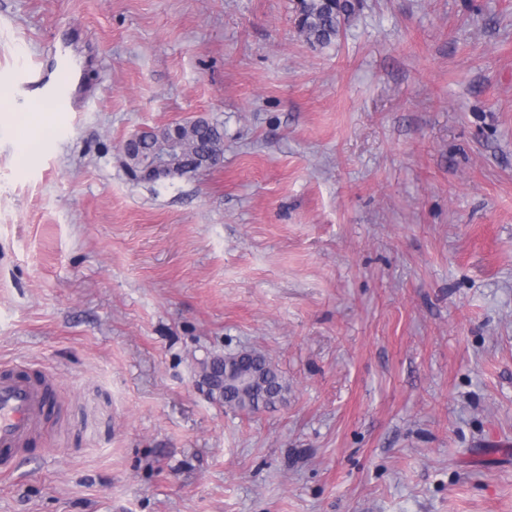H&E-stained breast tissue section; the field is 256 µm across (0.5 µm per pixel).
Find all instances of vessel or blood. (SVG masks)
<instances>
[{
  "instance_id": "obj_1",
  "label": "vessel or blood",
  "mask_w": 512,
  "mask_h": 512,
  "mask_svg": "<svg viewBox=\"0 0 512 512\" xmlns=\"http://www.w3.org/2000/svg\"><path fill=\"white\" fill-rule=\"evenodd\" d=\"M18 104L39 100L48 112H71L66 91L50 84L39 65H30L15 85ZM56 392L52 377L14 364L0 365V474L12 475L14 465L32 454L46 412Z\"/></svg>"
}]
</instances>
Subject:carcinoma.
<instances>
[{
    "label": "carcinoma",
    "mask_w": 512,
    "mask_h": 512,
    "mask_svg": "<svg viewBox=\"0 0 512 512\" xmlns=\"http://www.w3.org/2000/svg\"><path fill=\"white\" fill-rule=\"evenodd\" d=\"M360 0H298L295 23L306 40L325 47L336 40L342 25L355 14ZM224 125L210 121L203 127L186 131L183 152L187 157L223 151ZM259 368L263 382L252 388H240L229 382L221 399L231 410L256 413L272 408L287 389L279 371L256 351L243 350L224 358V374L230 378Z\"/></svg>",
    "instance_id": "carcinoma-1"
}]
</instances>
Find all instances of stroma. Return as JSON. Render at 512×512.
Wrapping results in <instances>:
<instances>
[{
  "mask_svg": "<svg viewBox=\"0 0 512 512\" xmlns=\"http://www.w3.org/2000/svg\"><path fill=\"white\" fill-rule=\"evenodd\" d=\"M0 0V363L60 400L0 512H512V0ZM207 117L224 164L132 179ZM36 140L23 160L21 139ZM253 350L244 414L202 383ZM359 5L360 0H298L296 27L311 44L328 46ZM15 84V96L18 104L24 105L38 99L47 112H71L75 106L65 90L50 84L39 65L33 63L21 75ZM156 132L159 138L152 150L151 137L146 134L141 151V135H132L121 145V151L126 159L128 168L138 175L139 179L156 182L171 180L179 171L193 167L190 160L185 159L179 149L180 131L175 125L162 127ZM259 367L263 374L262 384L252 388H240L231 381L224 384V407L231 410L256 413L263 409L272 408L281 401L287 389L286 382L279 371L256 351L243 350L224 358V381L244 374L250 369Z\"/></svg>",
  "mask_w": 512,
  "mask_h": 512,
  "instance_id": "obj_1",
  "label": "stroma"
}]
</instances>
